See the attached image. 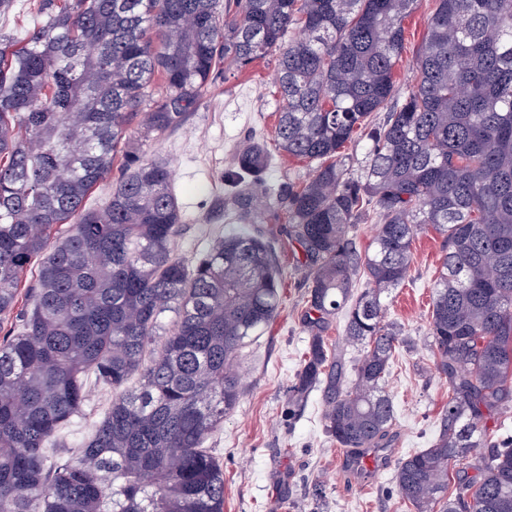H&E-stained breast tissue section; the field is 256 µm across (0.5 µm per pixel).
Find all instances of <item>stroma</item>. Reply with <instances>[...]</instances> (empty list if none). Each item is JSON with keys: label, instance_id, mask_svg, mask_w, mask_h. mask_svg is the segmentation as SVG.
<instances>
[{"label": "stroma", "instance_id": "35a3bbf8", "mask_svg": "<svg viewBox=\"0 0 512 512\" xmlns=\"http://www.w3.org/2000/svg\"><path fill=\"white\" fill-rule=\"evenodd\" d=\"M435 5L420 0L404 23L405 49L394 73L399 90L413 83L415 54ZM280 107L271 55L217 78L189 120L148 147L150 159L174 172L181 214L175 251L185 261L223 234L224 172L251 134L273 137ZM288 229L284 216L253 227L276 255L283 303L272 326L244 349L241 400L206 442L224 465V512H407L395 486L398 463L429 447L448 404V384L435 370L428 338L443 240L430 229L418 232L410 274L387 305L389 319L412 337L414 349L397 358L388 378L395 411L384 450L388 464L370 472L326 434L321 391L310 393L300 415H288V388L309 341L303 327L307 259ZM111 401L110 387L91 386L80 415L60 433L61 458L78 455Z\"/></svg>", "mask_w": 512, "mask_h": 512}]
</instances>
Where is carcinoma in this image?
<instances>
[{
	"label": "carcinoma",
	"mask_w": 512,
	"mask_h": 512,
	"mask_svg": "<svg viewBox=\"0 0 512 512\" xmlns=\"http://www.w3.org/2000/svg\"><path fill=\"white\" fill-rule=\"evenodd\" d=\"M418 2L40 0L31 32L0 35L1 317L42 258L0 342V512H224V468L204 444L240 399L243 349L280 308L274 254L246 225L281 210L309 260L288 415L320 389L337 445L385 447L386 382L406 343L386 299L430 227L445 244L428 335L448 406L430 447L399 462L397 491L413 512H512V437L485 429L512 412V0H436L401 94L394 68ZM272 54L275 145L312 170L271 184L265 140L237 149L231 227L188 265L174 251L173 172L145 147L187 121L219 66ZM362 129L355 169L341 149ZM116 168L107 206L85 207ZM60 224L71 229L54 246ZM342 310V340L360 347L346 384L324 336ZM90 374L116 391L110 409L77 459L52 464ZM38 263L39 261H35L25 272L22 280V285L20 288V296H19V303L14 310V313L8 318L0 319V342L2 341L3 337L5 336V333H7L9 330L13 331L16 330L18 327V319L19 314L22 308H24L25 304V294H26V288L29 286L36 278L37 270H38Z\"/></svg>",
	"instance_id": "carcinoma-1"
}]
</instances>
